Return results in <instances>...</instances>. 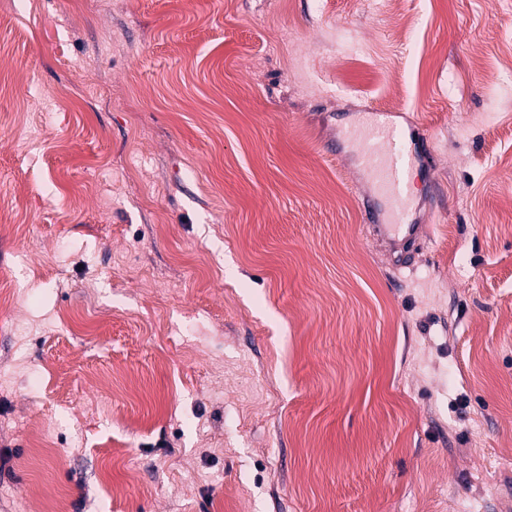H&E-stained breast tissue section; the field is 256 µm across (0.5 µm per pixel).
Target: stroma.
I'll return each mask as SVG.
<instances>
[{"mask_svg":"<svg viewBox=\"0 0 512 512\" xmlns=\"http://www.w3.org/2000/svg\"><path fill=\"white\" fill-rule=\"evenodd\" d=\"M314 5L0 0V512H512V0ZM364 151L363 159L372 177L373 192L363 196L361 209L372 224L377 238L384 243L393 264L399 269L411 268L412 263L403 261L405 250L422 239L424 224H413L412 168L417 158L428 164L426 153L418 154L413 138L383 122L374 121L359 129ZM387 138L395 143L390 150L378 149L377 140ZM384 201L382 208L380 201Z\"/></svg>","mask_w":512,"mask_h":512,"instance_id":"1","label":"stroma"}]
</instances>
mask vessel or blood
<instances>
[{"instance_id":"b4317fda","label":"vessel or blood","mask_w":512,"mask_h":512,"mask_svg":"<svg viewBox=\"0 0 512 512\" xmlns=\"http://www.w3.org/2000/svg\"><path fill=\"white\" fill-rule=\"evenodd\" d=\"M363 159L372 177L373 191L363 196L361 209L377 238L384 243L393 264L405 268V250L422 239L423 225L411 220L412 168L414 161H427L416 151L414 140L387 122L376 121L360 131ZM392 141L391 149L378 148V139Z\"/></svg>"}]
</instances>
